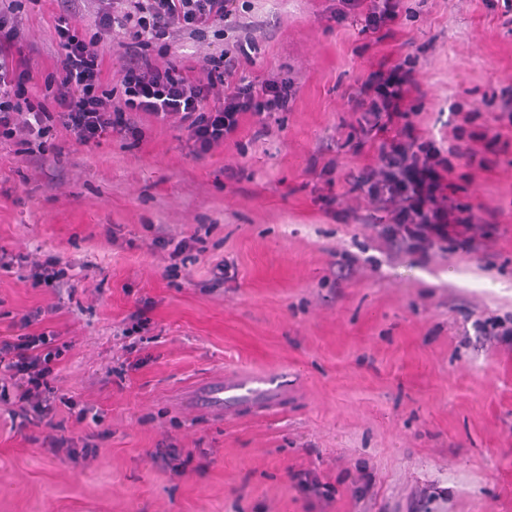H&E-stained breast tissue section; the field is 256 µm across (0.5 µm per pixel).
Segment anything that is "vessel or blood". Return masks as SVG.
<instances>
[{
    "mask_svg": "<svg viewBox=\"0 0 512 512\" xmlns=\"http://www.w3.org/2000/svg\"><path fill=\"white\" fill-rule=\"evenodd\" d=\"M284 393L283 385L260 375H228L224 379L204 380L193 385L182 396L187 405L202 406L215 415H222L226 404L273 405Z\"/></svg>",
    "mask_w": 512,
    "mask_h": 512,
    "instance_id": "vessel-or-blood-1",
    "label": "vessel or blood"
}]
</instances>
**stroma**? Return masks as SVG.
<instances>
[{"label": "stroma", "mask_w": 512, "mask_h": 512, "mask_svg": "<svg viewBox=\"0 0 512 512\" xmlns=\"http://www.w3.org/2000/svg\"><path fill=\"white\" fill-rule=\"evenodd\" d=\"M68 0H31L13 49L36 89L62 71L53 37ZM336 0H252L262 54L244 72L293 84L266 124L195 158L175 122L140 116V140L84 146L58 135L46 158L0 145V249L60 256L33 287L0 270V336L41 308L68 342L57 384L101 416L90 459L54 455L45 425L0 406V512H512V152L471 176L478 223L425 255L325 213L321 174L376 166L345 135L357 77L416 60L422 136L451 108L487 109L512 85L503 0H404L378 31L330 16ZM194 241L169 272L155 236ZM227 373L285 381L272 406L221 418L178 404ZM190 454L178 469L159 444ZM67 267H62L58 257L50 256L46 261L32 260L30 262V277L35 285L53 287L55 283L66 277Z\"/></svg>", "instance_id": "35a3bbf8"}]
</instances>
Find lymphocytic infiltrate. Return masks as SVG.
Here are the masks:
<instances>
[{"mask_svg": "<svg viewBox=\"0 0 512 512\" xmlns=\"http://www.w3.org/2000/svg\"><path fill=\"white\" fill-rule=\"evenodd\" d=\"M336 21L358 17L365 27L379 30L395 22L403 0H338ZM95 25L99 31L121 33L118 78L102 76L97 34H83L75 16L57 14L52 28L62 56V72L47 80L43 92H33L31 76L15 58L11 44L18 40L17 20L26 0H0V144L19 152L47 156L57 150L56 131L82 145L121 135L143 134L137 115L155 122L177 119L192 153L203 157L223 146L238 130L242 115L266 121L287 108L293 87L281 79L256 82L240 76L241 64L253 62L261 51L251 23L245 22L248 0H98ZM215 41L216 46L193 65L167 62L178 40ZM413 61L389 72L373 71L358 80L351 102L359 119L345 138L350 151L375 141L378 168H366L345 179L339 189L322 198L325 211L357 212L368 201L381 212L380 236L407 250L428 253L436 238L447 236L449 225L476 219V206L462 184L451 181L458 166L486 168L492 151L511 148L493 134L492 122L512 124V87L503 88L494 114L454 108L452 143L443 147L419 134L415 119L420 105L405 106L413 84ZM458 193L454 208L442 204V192ZM36 315L23 316V331L0 336V403L34 415L59 436L56 450L67 457L95 454L99 432L79 440L63 438L67 415L86 421L88 408H77L72 397L53 383L54 365L64 352L52 330L29 333Z\"/></svg>", "mask_w": 512, "mask_h": 512, "instance_id": "obj_1", "label": "lymphocytic infiltrate"}]
</instances>
